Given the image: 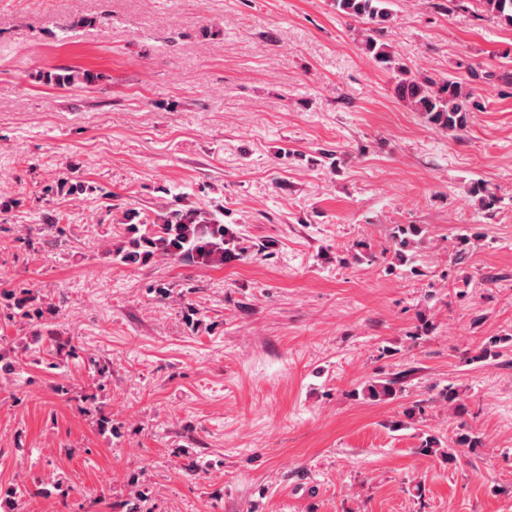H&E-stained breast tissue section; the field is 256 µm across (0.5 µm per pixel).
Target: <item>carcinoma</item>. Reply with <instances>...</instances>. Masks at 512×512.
<instances>
[{"label":"carcinoma","mask_w":512,"mask_h":512,"mask_svg":"<svg viewBox=\"0 0 512 512\" xmlns=\"http://www.w3.org/2000/svg\"><path fill=\"white\" fill-rule=\"evenodd\" d=\"M480 7L490 13L503 26L512 28V0H477ZM391 0H332V7L342 16L352 18L365 24L361 29V44L365 53L396 80L395 92L411 111L419 113L430 128L457 136L465 131L471 122L472 114L483 109V104L474 97L471 90L454 79L436 80L424 76L396 56L390 46L382 41L381 25L393 17L390 9ZM474 77L497 79L506 95H512V71H486L479 74L474 68L469 70ZM467 192L479 210L488 214L494 212L501 202L486 183L474 180L469 183ZM422 227L418 224H397L393 227V259L399 265H411L415 259L416 245L421 240ZM43 313L42 305L26 289L13 294L8 305V318L31 322ZM53 353L65 352L71 358L80 357V348L73 343L70 336L55 334L49 337ZM512 350V336L497 337L479 348L471 357L473 361H495ZM398 379L374 380L364 385L363 395L371 401L394 400L402 392ZM443 399L453 408L455 414L462 415L467 407L459 391L450 384L442 391ZM480 446L479 437L467 431L448 442L444 455L452 462L464 448Z\"/></svg>","instance_id":"cac0c4a2"}]
</instances>
